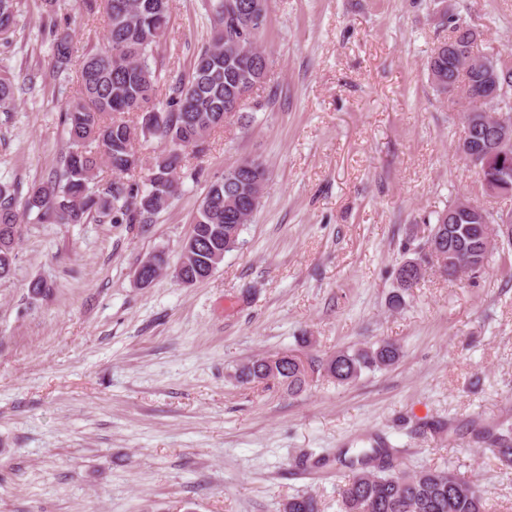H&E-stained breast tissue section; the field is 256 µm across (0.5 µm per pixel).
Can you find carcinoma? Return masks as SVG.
Masks as SVG:
<instances>
[{"label": "carcinoma", "mask_w": 512, "mask_h": 512, "mask_svg": "<svg viewBox=\"0 0 512 512\" xmlns=\"http://www.w3.org/2000/svg\"><path fill=\"white\" fill-rule=\"evenodd\" d=\"M21 0H0V39L9 42L14 32ZM256 0H208L210 38L194 57L186 80L176 78L165 103H154L157 70L150 65L166 41L170 0H78L91 15L104 8L107 44L92 46L76 55L74 34L56 21L42 28L49 42L58 76L71 80L75 93L61 114L68 135V152L61 167L42 182L28 188L24 207L37 213L46 224H81L88 218L112 216L114 224H148L169 208L180 183L177 171L189 146L204 143L212 131L224 126L247 100L246 94L264 83L269 57L258 46L268 23V9L247 10ZM462 51L436 46L427 61L430 83L453 105L486 120L488 126L512 121V97L503 92L486 93L481 71L466 74ZM13 79L0 72V112L15 107ZM154 136L169 150L155 158L140 181H125L119 175L140 166L134 149L138 136ZM116 177L98 180L102 165ZM231 167L224 177L211 183L201 200L194 223L205 243L197 258L185 267L196 280L211 276L236 249L241 231L259 206L267 180L266 168ZM19 221L16 197L0 185V279L8 277L16 258L14 241ZM430 233L450 235L459 244L466 239V224L448 223V211L437 215ZM401 357L392 340L339 350L313 365L338 384L356 380L362 371L394 365ZM243 382L276 383L290 394L303 391L309 372L302 360L290 352L282 356L253 358L237 373ZM487 457L503 466L512 465V429L486 428ZM349 474L341 492V512H488L483 491L454 468H421L392 472V449L364 448L347 462ZM313 495L288 498L282 512H318Z\"/></svg>", "instance_id": "1"}]
</instances>
